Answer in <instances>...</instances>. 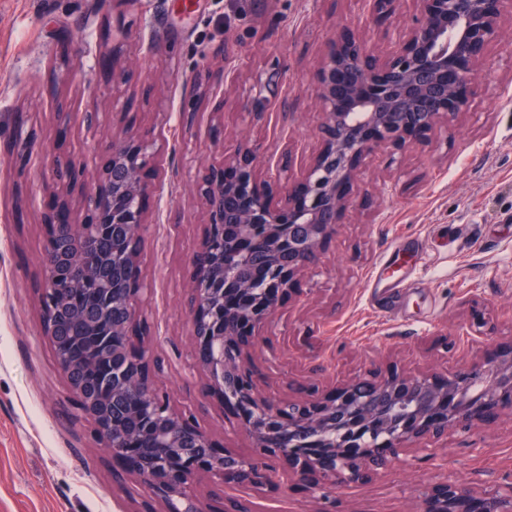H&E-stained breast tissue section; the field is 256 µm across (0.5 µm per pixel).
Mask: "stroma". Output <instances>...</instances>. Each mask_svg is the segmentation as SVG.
Returning <instances> with one entry per match:
<instances>
[{
	"label": "stroma",
	"instance_id": "1",
	"mask_svg": "<svg viewBox=\"0 0 512 512\" xmlns=\"http://www.w3.org/2000/svg\"><path fill=\"white\" fill-rule=\"evenodd\" d=\"M337 21L369 34L377 51L395 47L391 21L371 19L360 0H0V512H163L113 474L73 405L41 308L53 190L45 160L65 152L95 168L129 128L157 148L145 173L135 326L159 362L153 383L217 444L249 453L231 408L191 369L188 261L205 219L194 179L242 137L276 156L282 181L300 179L320 147L315 71ZM120 25L133 40L116 48ZM221 48L236 57L231 86ZM205 53L211 92L200 100L185 80ZM277 57L288 65L287 103L253 121L257 84ZM487 57L479 95L447 131L359 164L320 264L253 352L266 393H326L369 370L453 374L512 350V52L494 44ZM116 64L128 81H113ZM116 98L127 115L113 113ZM19 135L34 140L33 154L19 153ZM458 334L469 346L448 349ZM448 478L474 497L511 481L512 416L450 431L411 467L382 470L332 502L296 484L244 498L252 512H420L421 491Z\"/></svg>",
	"mask_w": 512,
	"mask_h": 512
}]
</instances>
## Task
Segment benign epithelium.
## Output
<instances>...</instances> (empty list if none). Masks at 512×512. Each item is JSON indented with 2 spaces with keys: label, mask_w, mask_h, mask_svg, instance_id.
I'll list each match as a JSON object with an SVG mask.
<instances>
[{
  "label": "benign epithelium",
  "mask_w": 512,
  "mask_h": 512,
  "mask_svg": "<svg viewBox=\"0 0 512 512\" xmlns=\"http://www.w3.org/2000/svg\"><path fill=\"white\" fill-rule=\"evenodd\" d=\"M362 2L373 18H396L398 41L380 55L365 38L333 30L316 70L321 144L302 179L293 185L262 179L276 160L246 140L195 179L205 222L190 260V344L199 372L232 407L252 453L215 448L209 433L154 387L152 349L134 339L145 292L137 272L146 224L141 199L150 190L142 174L154 160L149 142L132 130L112 137L89 185L68 155L46 164L60 192L42 260L45 333L60 350L59 312L83 302L79 279L97 272L79 321L100 355L79 363L58 355L56 362L116 464L115 476L133 477L165 512H206L192 490L201 477L257 490L295 474L328 497L369 481L421 441L512 414V351L447 376L369 372L330 396L275 399L257 384L252 351L281 298L336 234L359 162L448 127L477 95L488 47L501 41L512 50L511 41H502L512 0H416L409 17L397 15L400 0ZM285 75L284 66L270 67L258 94L279 100ZM205 80L195 70L186 86L202 99ZM99 240L112 241V261L98 256ZM78 365L99 385L94 393L73 379ZM123 397L125 424L102 420L100 405ZM422 496V512H512V483L473 498L448 481ZM211 509L251 512L224 490Z\"/></svg>",
  "instance_id": "7a95c632"
}]
</instances>
